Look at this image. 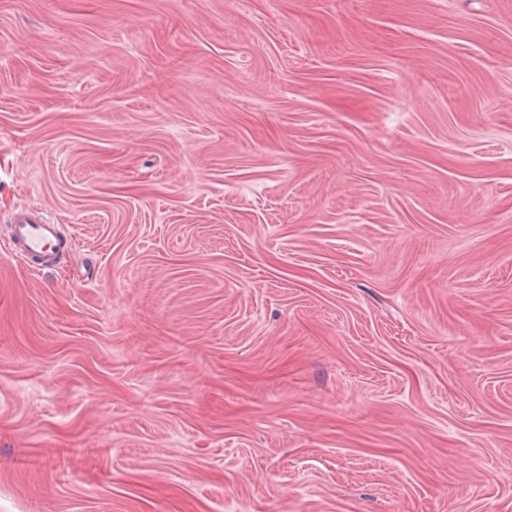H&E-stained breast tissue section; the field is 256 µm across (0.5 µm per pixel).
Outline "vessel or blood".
Instances as JSON below:
<instances>
[{
	"instance_id": "1",
	"label": "vessel or blood",
	"mask_w": 512,
	"mask_h": 512,
	"mask_svg": "<svg viewBox=\"0 0 512 512\" xmlns=\"http://www.w3.org/2000/svg\"><path fill=\"white\" fill-rule=\"evenodd\" d=\"M7 243L20 262L33 268L61 260L68 249L59 224L41 209L28 206L9 216Z\"/></svg>"
}]
</instances>
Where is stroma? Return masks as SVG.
<instances>
[{
    "label": "stroma",
    "instance_id": "35a3bbf8",
    "mask_svg": "<svg viewBox=\"0 0 512 512\" xmlns=\"http://www.w3.org/2000/svg\"><path fill=\"white\" fill-rule=\"evenodd\" d=\"M0 512H512V0H0ZM7 222V243L20 262L37 268L65 256L68 246L61 236L60 224L41 209L22 206Z\"/></svg>",
    "mask_w": 512,
    "mask_h": 512
}]
</instances>
